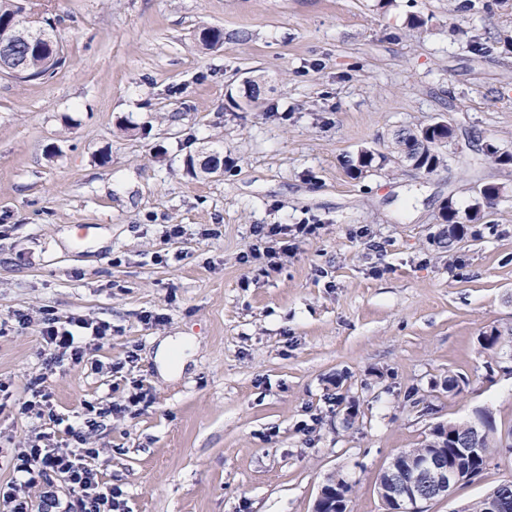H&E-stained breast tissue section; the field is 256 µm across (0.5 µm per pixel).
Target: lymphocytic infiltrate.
I'll return each instance as SVG.
<instances>
[{
    "label": "lymphocytic infiltrate",
    "instance_id": "f902f5d3",
    "mask_svg": "<svg viewBox=\"0 0 512 512\" xmlns=\"http://www.w3.org/2000/svg\"><path fill=\"white\" fill-rule=\"evenodd\" d=\"M314 224H259L253 229L255 240L249 246L251 258L268 262L288 255L293 240L316 234ZM42 353L44 371L31 379L30 397L21 406L28 417L57 422L47 380L56 368L78 365L101 347L109 334L106 324H94L80 317L61 318L52 310L42 312ZM71 445L53 446L48 434L41 433L27 446L15 451L11 462L16 477L0 485V512H32V489L41 491L42 512H124L120 489L103 483L95 465L98 449L88 447L87 433L81 427H69ZM63 481L67 498H59L56 481Z\"/></svg>",
    "mask_w": 512,
    "mask_h": 512
}]
</instances>
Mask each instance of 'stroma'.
<instances>
[{"label": "stroma", "mask_w": 512, "mask_h": 512, "mask_svg": "<svg viewBox=\"0 0 512 512\" xmlns=\"http://www.w3.org/2000/svg\"><path fill=\"white\" fill-rule=\"evenodd\" d=\"M66 61L0 75V318L109 323L49 382L59 425L21 414L43 371L39 323L0 334V484L34 432L112 401L91 431L127 512H312L334 473L348 512L439 424L489 409L512 428V375L478 338L512 328V0H46ZM221 30L205 48L201 28ZM264 76L263 107L242 80ZM454 131L433 171L350 169L393 131ZM213 154L224 171L192 175ZM490 218L447 249L486 185ZM258 224H316L278 269L244 262ZM181 236L169 237L172 226ZM187 336L182 372L160 343ZM457 376L460 391L444 387ZM150 404L129 405L135 384ZM512 481V454L428 512Z\"/></svg>", "instance_id": "stroma-1"}]
</instances>
